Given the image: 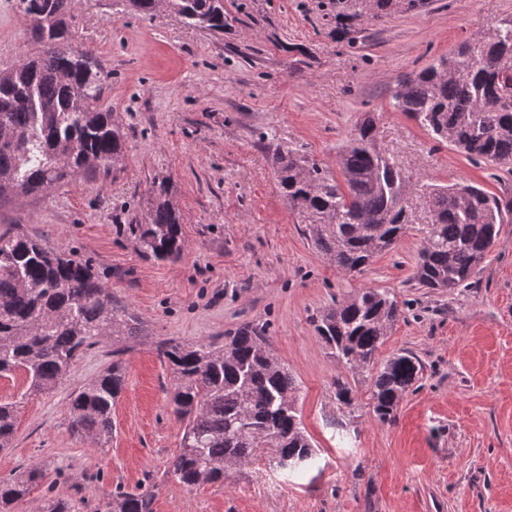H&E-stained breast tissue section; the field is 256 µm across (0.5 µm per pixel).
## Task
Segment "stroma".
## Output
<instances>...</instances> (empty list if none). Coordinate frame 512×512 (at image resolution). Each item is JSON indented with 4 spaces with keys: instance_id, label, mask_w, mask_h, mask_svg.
Wrapping results in <instances>:
<instances>
[{
    "instance_id": "stroma-1",
    "label": "stroma",
    "mask_w": 512,
    "mask_h": 512,
    "mask_svg": "<svg viewBox=\"0 0 512 512\" xmlns=\"http://www.w3.org/2000/svg\"><path fill=\"white\" fill-rule=\"evenodd\" d=\"M224 29L187 26L170 9L141 16L117 0H82L69 24L102 63L104 107L126 136L114 166L39 195L0 198V230L88 262L152 331L126 353V380L104 448L72 430L71 393L112 361L102 338L53 393L30 399L0 478L30 465L43 478L14 512L46 500L99 512L115 490L156 483L153 512H512V223L472 287H419L413 273L429 214L426 185L461 181L512 200V165L473 161L393 106L399 78L512 18V0H423L413 11L352 18L341 0H223ZM15 0H0V72L34 56ZM374 115L378 139L410 178L412 222L364 271L340 273L312 246L283 198L271 148L335 168L348 133ZM171 186L184 254L163 262L125 230L143 223L151 186ZM361 287L394 291L403 309L379 359L414 353L423 372L396 420L375 418L370 369L339 365L316 332L323 310ZM265 328L295 378L317 457L301 476L256 449L223 482L167 476L183 427L158 341H210ZM353 390L336 398V378Z\"/></svg>"
}]
</instances>
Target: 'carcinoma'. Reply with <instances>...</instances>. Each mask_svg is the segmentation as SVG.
I'll list each match as a JSON object with an SVG mask.
<instances>
[{"mask_svg": "<svg viewBox=\"0 0 512 512\" xmlns=\"http://www.w3.org/2000/svg\"><path fill=\"white\" fill-rule=\"evenodd\" d=\"M186 24L224 30L222 0H169ZM422 0H354V15L379 17L416 9ZM40 50L0 75V194L46 192L97 160L120 158L125 139L102 108L104 71L93 54L73 52L71 0H16ZM392 99L434 139L471 158L512 164V18L403 79ZM278 185L315 249L344 273L361 272L405 233L409 179L386 156L376 124L359 122L336 157L341 178L316 160L275 147ZM169 185H153L145 223L128 230L148 256L177 260L184 250L181 215ZM431 224L413 279L422 288H465L479 272L512 208L469 184L433 186ZM403 315L388 289L361 288L323 311L318 335L346 367L375 366L374 416L391 423L422 365L401 352L375 365L385 336ZM146 335L140 317L106 288L93 267L9 228L0 231V379L22 376L26 388L0 400V448L14 436L31 398L51 393L101 338H112V363L71 395L72 428L100 445L112 439V407L125 385L126 343ZM261 329L245 323L223 343L166 339L159 357L175 378L174 413L183 425L168 473L187 487L224 480V462H248L255 448L275 450L290 475L307 469L315 449L297 407L296 380L270 353ZM43 477L32 465L0 481V512H13ZM154 491H118L104 512H153Z\"/></svg>", "mask_w": 512, "mask_h": 512, "instance_id": "cac0c4a2", "label": "carcinoma"}]
</instances>
